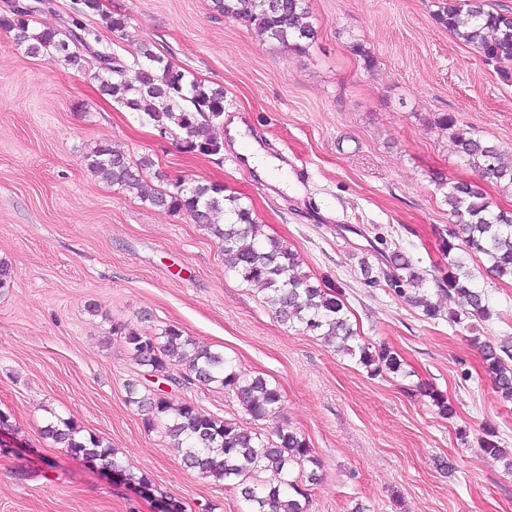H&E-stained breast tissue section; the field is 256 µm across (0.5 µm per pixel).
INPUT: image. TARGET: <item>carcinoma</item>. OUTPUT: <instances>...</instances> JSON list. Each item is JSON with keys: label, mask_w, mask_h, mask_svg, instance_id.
<instances>
[{"label": "carcinoma", "mask_w": 512, "mask_h": 512, "mask_svg": "<svg viewBox=\"0 0 512 512\" xmlns=\"http://www.w3.org/2000/svg\"><path fill=\"white\" fill-rule=\"evenodd\" d=\"M17 2L19 7L0 14V29L16 32L17 43L26 45V53L78 70L94 67L93 78L100 92L144 115L164 135L173 134L175 129L182 132L178 146L183 152L206 156L222 152L224 141L211 129L224 120L223 89L206 85L145 43L136 44L129 63L102 42L97 28L85 22L97 15L108 30L127 40L124 16L104 13L99 0H73L72 12L62 27L36 29L33 24L38 14L51 9L53 0ZM213 4L216 11L247 22L290 51H304L317 35L307 0H213ZM434 19L457 40L481 53L485 61L512 63V13L489 9L487 0H441ZM131 67L135 68L132 80L127 77ZM437 124L448 131L459 155L481 179L512 187V161L506 159L498 144L474 137L458 125L452 113L438 117ZM153 165L147 157L132 161L109 145H101L87 156L90 171L106 176L112 184L154 208L187 214L205 227L222 242L224 267L244 282L260 285L265 291L263 303L281 322L298 324L328 344L338 343V351L356 359L372 376L403 372V359L391 348L350 344L357 333L339 293L311 282L300 271V259L287 242L271 237L259 239L251 209L240 198L225 195L224 187L217 184L175 183L171 190L158 188L145 179V171ZM445 201L459 228L449 229L448 236L441 238L442 255L448 262L433 282L439 294L462 298L465 309L443 312L424 288V274L401 251L385 257L388 286L429 318L445 315L450 323H459L464 317L488 321L496 312L476 284L466 260H483L488 276L512 280V213L494 209L480 189L467 182L450 186ZM112 331L124 335L138 365L165 382L220 386L234 393L255 421L282 408L280 391L265 377L236 369L223 353L198 345L177 327L169 326L151 335L127 331L117 324ZM474 344L495 389L503 399L512 401V337L499 342H481L476 337ZM415 391L429 397L442 416H453V407L438 389L418 383ZM127 393L128 403L142 413L144 426L153 429L162 425L164 436L182 449L184 465L203 478L222 481L225 487L238 491L247 505L246 512H309L306 484L318 480L315 467L319 463L306 439L295 430L280 427L268 436L205 414L161 389L142 395L134 382L127 384ZM42 433L61 445L67 455L134 480L106 439L90 432L83 434L75 424L61 418L47 423ZM477 448L494 457L506 456L491 428L477 438ZM307 464L314 469L302 481L295 473L304 471ZM262 471L274 472L277 483H263L258 479Z\"/></svg>", "instance_id": "obj_1"}]
</instances>
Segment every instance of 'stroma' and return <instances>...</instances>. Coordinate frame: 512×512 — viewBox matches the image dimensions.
<instances>
[{
	"mask_svg": "<svg viewBox=\"0 0 512 512\" xmlns=\"http://www.w3.org/2000/svg\"><path fill=\"white\" fill-rule=\"evenodd\" d=\"M317 29L302 53L283 48L212 0H103L151 45L224 90V116L267 156L310 177L271 185L225 138L217 156L183 153L141 114L100 94L91 70L33 57L0 29V512H246L223 482L187 471L182 452L146 429L127 383L153 389L113 324L154 334L181 328L264 376L282 411L252 420L234 393L210 385L174 399L268 434L290 426L320 467L310 512H512V471L480 452L485 427L512 451V403L482 368L475 340L512 336V282L480 276L495 317L427 318L383 278L400 250L442 268L440 238L454 223L449 184L478 185L512 211V188L480 180L438 116L512 152V64L486 63L433 15L438 0H307ZM360 42L374 63L351 45ZM108 144L147 157L168 180L218 184L253 211L260 237L288 241L314 283L340 287L362 341L404 359L405 375L370 376L335 345L276 320L258 286L224 267L221 243L186 214L151 207L88 170ZM456 413L441 417L417 383ZM60 416L111 442L122 465L149 479L70 457L43 427Z\"/></svg>",
	"mask_w": 512,
	"mask_h": 512,
	"instance_id": "stroma-1",
	"label": "stroma"
}]
</instances>
